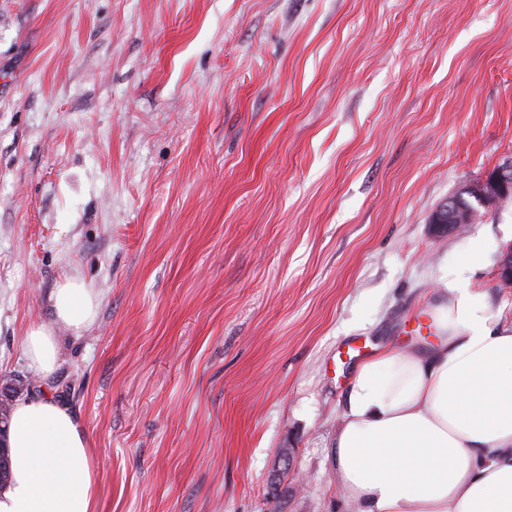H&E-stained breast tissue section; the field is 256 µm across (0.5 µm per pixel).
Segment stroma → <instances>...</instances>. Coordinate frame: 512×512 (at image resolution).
Here are the masks:
<instances>
[{
	"instance_id": "obj_1",
	"label": "stroma",
	"mask_w": 512,
	"mask_h": 512,
	"mask_svg": "<svg viewBox=\"0 0 512 512\" xmlns=\"http://www.w3.org/2000/svg\"><path fill=\"white\" fill-rule=\"evenodd\" d=\"M511 158L512 0H0V389L82 419L99 512H346L358 364L462 270L512 323V202L428 223ZM53 306L55 323L51 326H34L26 336V351L31 366L45 375L52 374L58 366L57 327L61 325L79 333L93 320L97 302L83 279L71 277L54 292Z\"/></svg>"
}]
</instances>
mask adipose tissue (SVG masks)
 <instances>
[{"instance_id": "ef3b65f1", "label": "adipose tissue", "mask_w": 512, "mask_h": 512, "mask_svg": "<svg viewBox=\"0 0 512 512\" xmlns=\"http://www.w3.org/2000/svg\"><path fill=\"white\" fill-rule=\"evenodd\" d=\"M54 325L26 336L32 366H58V327L80 332L97 302L83 279L53 294ZM486 292L459 280L427 305L434 341L361 362L329 453L348 512H512V324L490 320ZM0 512H98L91 442L66 406L17 402Z\"/></svg>"}]
</instances>
